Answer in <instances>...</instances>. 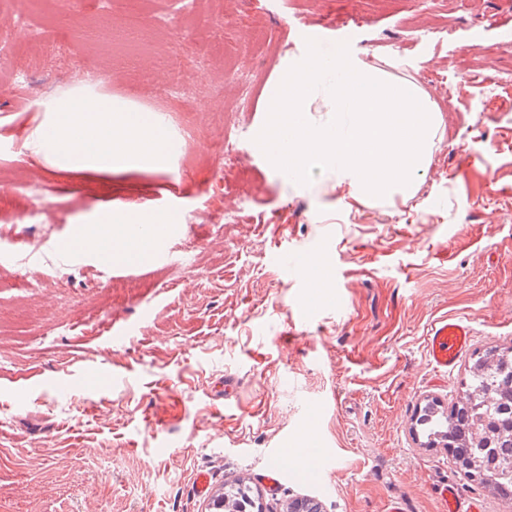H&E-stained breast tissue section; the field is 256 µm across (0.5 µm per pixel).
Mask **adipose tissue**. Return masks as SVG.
I'll return each mask as SVG.
<instances>
[{
	"instance_id": "obj_1",
	"label": "adipose tissue",
	"mask_w": 512,
	"mask_h": 512,
	"mask_svg": "<svg viewBox=\"0 0 512 512\" xmlns=\"http://www.w3.org/2000/svg\"><path fill=\"white\" fill-rule=\"evenodd\" d=\"M43 110L45 119L26 136L22 149L63 169L108 173L115 168L157 167L175 150L159 119L95 85L73 87L60 101L49 98ZM171 221L164 213L130 209L113 215L106 227L88 224L79 244L96 257L136 264L147 260L155 245L144 225Z\"/></svg>"
}]
</instances>
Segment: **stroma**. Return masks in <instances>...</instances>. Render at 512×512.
<instances>
[{
    "label": "stroma",
    "instance_id": "1",
    "mask_svg": "<svg viewBox=\"0 0 512 512\" xmlns=\"http://www.w3.org/2000/svg\"><path fill=\"white\" fill-rule=\"evenodd\" d=\"M24 16L67 53L45 56ZM321 28L320 48L347 37L440 110L415 194L365 202L332 174L300 185L255 151L279 64ZM0 42V512H211L239 478L265 512L305 496L323 512H442L448 480L512 512L415 430L426 401H458L478 356L512 349V0H209L192 18L175 0L109 15L100 0H0ZM89 72L137 104L191 85L161 117L184 152L106 174L21 153L41 102ZM172 203L173 260L106 269L48 250L105 210ZM310 258L328 273L319 293ZM445 316L474 329L448 373L427 353ZM284 442L302 463L272 492L261 475Z\"/></svg>",
    "mask_w": 512,
    "mask_h": 512
}]
</instances>
